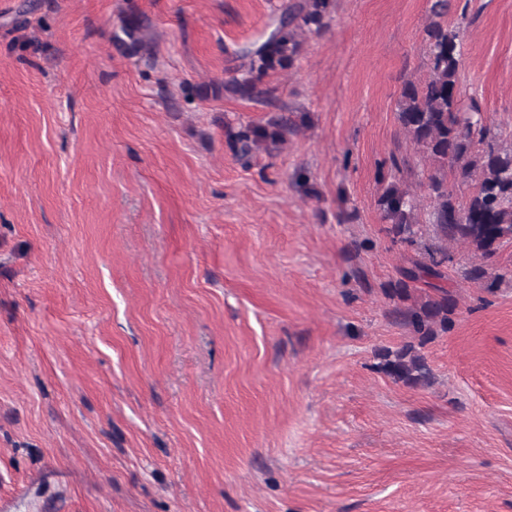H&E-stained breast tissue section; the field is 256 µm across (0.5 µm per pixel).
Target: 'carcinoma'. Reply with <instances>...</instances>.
<instances>
[{
  "label": "carcinoma",
  "mask_w": 512,
  "mask_h": 512,
  "mask_svg": "<svg viewBox=\"0 0 512 512\" xmlns=\"http://www.w3.org/2000/svg\"><path fill=\"white\" fill-rule=\"evenodd\" d=\"M333 8L334 0H283L280 14L265 37L236 53L241 64L224 81V92L248 101L270 102L275 89L265 83V78L295 67L303 36L319 34L328 27ZM424 33L429 74L422 81L404 82L397 119L406 139L432 167L427 184L432 201L429 223L442 238L461 242L490 259L501 245L512 242V149L494 146L496 133L486 123L476 100H471L467 110L461 109V26L435 22ZM295 131V126L282 116L266 125L249 124L236 130L230 127L227 136L235 153L245 157L262 146L277 148ZM391 168L394 173L380 175L381 218L390 225L394 239L411 244L416 235L419 200L398 177L402 168L397 159H391ZM450 173L472 186L466 200H460L448 184ZM427 255L402 269L401 278L385 289L386 297L394 304L393 314L417 336L418 343L381 350L378 368L410 387L432 383V370L417 346L433 340L440 331H448L457 308L453 294L434 284L445 278L442 267L449 260L448 254L438 248ZM468 278L483 282L490 290L504 280L503 275H494L482 265L472 267ZM419 281L433 290L421 301L409 288V284Z\"/></svg>",
  "instance_id": "carcinoma-1"
}]
</instances>
